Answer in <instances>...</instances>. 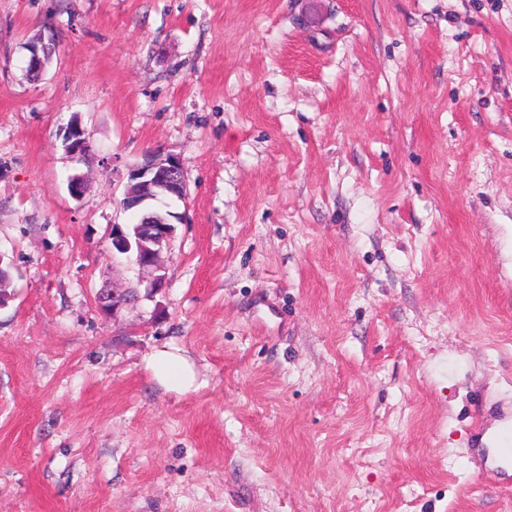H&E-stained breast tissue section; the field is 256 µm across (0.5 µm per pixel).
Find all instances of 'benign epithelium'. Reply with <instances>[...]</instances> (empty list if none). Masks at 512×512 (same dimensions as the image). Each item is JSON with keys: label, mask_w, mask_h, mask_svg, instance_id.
<instances>
[{"label": "benign epithelium", "mask_w": 512, "mask_h": 512, "mask_svg": "<svg viewBox=\"0 0 512 512\" xmlns=\"http://www.w3.org/2000/svg\"><path fill=\"white\" fill-rule=\"evenodd\" d=\"M54 42L53 37L37 35L27 43L29 49V65L40 72L44 69L48 45ZM63 143L67 154L75 159L86 157L92 150L89 134L80 121L72 120L65 127ZM128 183L136 186V191H125L122 205L125 210H140L147 203L155 200L153 189L164 188L168 195L180 201L188 197V182L184 167L180 160L172 155H153L128 172ZM174 226L170 222H154V216L146 217V223L130 225H112V251L118 254L134 253L135 262L140 269L151 276L150 290L159 292L165 284L160 263V254L164 243L168 242ZM129 298L126 293L101 294L98 302L104 310H118L124 300Z\"/></svg>", "instance_id": "7a95c632"}]
</instances>
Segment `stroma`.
Wrapping results in <instances>:
<instances>
[{
    "mask_svg": "<svg viewBox=\"0 0 512 512\" xmlns=\"http://www.w3.org/2000/svg\"><path fill=\"white\" fill-rule=\"evenodd\" d=\"M155 154L153 294L108 235ZM0 253V512H512V0H0ZM54 38L49 36L47 41L45 36L39 34L35 39L27 43V48L30 50L29 52V65L32 69H35L37 72H40L44 69L45 57L49 54L52 58L55 54V48L48 53V45L53 44ZM63 143L66 153L75 159L85 158L92 150L91 138L79 119L65 127ZM130 184L136 186V193L126 189ZM126 187L122 205L127 211L140 210L155 200V187L164 188L171 198L183 202H186L189 194L184 167L172 154L150 156L143 164L131 168ZM149 365L157 378L171 386L186 390L192 385L191 364L181 354L159 350L153 354Z\"/></svg>",
    "mask_w": 512,
    "mask_h": 512,
    "instance_id": "35a3bbf8",
    "label": "stroma"
}]
</instances>
